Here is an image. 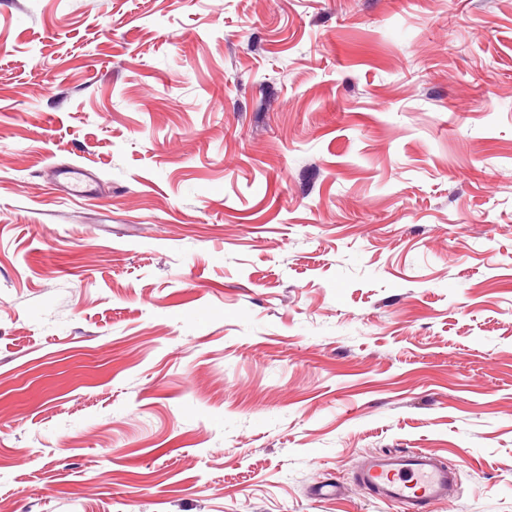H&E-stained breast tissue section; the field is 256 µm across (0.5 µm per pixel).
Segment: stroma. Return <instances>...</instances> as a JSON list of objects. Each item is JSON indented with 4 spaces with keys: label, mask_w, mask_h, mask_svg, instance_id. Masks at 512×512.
<instances>
[{
    "label": "stroma",
    "mask_w": 512,
    "mask_h": 512,
    "mask_svg": "<svg viewBox=\"0 0 512 512\" xmlns=\"http://www.w3.org/2000/svg\"><path fill=\"white\" fill-rule=\"evenodd\" d=\"M402 449L512 512V0H0V512Z\"/></svg>",
    "instance_id": "obj_1"
}]
</instances>
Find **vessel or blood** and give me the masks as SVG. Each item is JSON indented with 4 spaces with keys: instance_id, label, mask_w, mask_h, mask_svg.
<instances>
[{
    "instance_id": "vessel-or-blood-1",
    "label": "vessel or blood",
    "mask_w": 512,
    "mask_h": 512,
    "mask_svg": "<svg viewBox=\"0 0 512 512\" xmlns=\"http://www.w3.org/2000/svg\"><path fill=\"white\" fill-rule=\"evenodd\" d=\"M458 471L427 451H389L371 456L354 476L355 485L407 512L449 501Z\"/></svg>"
}]
</instances>
